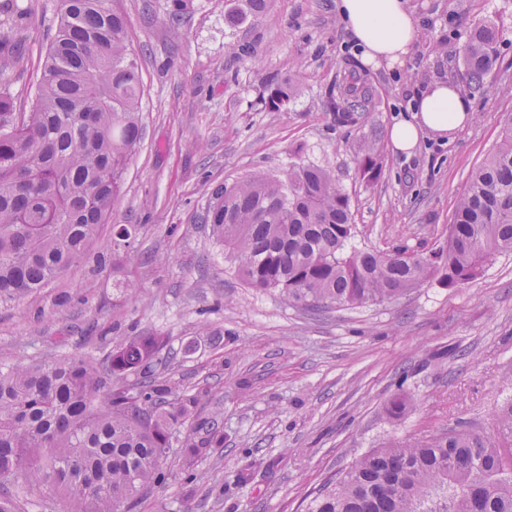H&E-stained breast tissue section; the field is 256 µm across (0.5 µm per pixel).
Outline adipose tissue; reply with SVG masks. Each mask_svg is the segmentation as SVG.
I'll list each match as a JSON object with an SVG mask.
<instances>
[{"label":"adipose tissue","mask_w":512,"mask_h":512,"mask_svg":"<svg viewBox=\"0 0 512 512\" xmlns=\"http://www.w3.org/2000/svg\"><path fill=\"white\" fill-rule=\"evenodd\" d=\"M338 11L367 65L401 66L418 35V21L408 0H336ZM472 105L460 86L436 77L412 92V114L394 123L389 139L395 151L411 153L426 134L442 136L466 126Z\"/></svg>","instance_id":"adipose-tissue-1"}]
</instances>
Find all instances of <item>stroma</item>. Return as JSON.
Masks as SVG:
<instances>
[{
  "instance_id": "1",
  "label": "stroma",
  "mask_w": 512,
  "mask_h": 512,
  "mask_svg": "<svg viewBox=\"0 0 512 512\" xmlns=\"http://www.w3.org/2000/svg\"><path fill=\"white\" fill-rule=\"evenodd\" d=\"M28 14L8 37L25 48L12 93L25 108L57 25L58 0H17ZM420 32L404 67L367 69L375 104L354 126L323 105L327 83L362 50L336 0H270L268 14L232 24L224 0H193L171 22V0H116L144 86L143 137L112 212L134 225V253L96 278L82 268L40 294L0 307V363L73 354L104 360L128 336L164 337L180 353L168 383L200 400L185 428L224 445L202 449L193 476L173 441L161 484L133 512H308L316 491L370 449L467 422L491 430L512 400V256L476 280H438L382 304L313 311L277 290L250 288L209 234L215 192L256 172L282 174L295 150L331 171L351 198L355 245L428 255L444 246L472 172L512 117V0H409ZM500 27L483 83L456 51L484 19ZM457 80L472 120L446 137L393 151L388 130L412 88ZM292 80L287 111L260 99ZM373 148L376 179L357 158ZM71 295L64 308L57 294ZM407 399L395 416L390 404Z\"/></svg>"
}]
</instances>
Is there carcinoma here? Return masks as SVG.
Masks as SVG:
<instances>
[{
  "instance_id": "cac0c4a2",
  "label": "carcinoma",
  "mask_w": 512,
  "mask_h": 512,
  "mask_svg": "<svg viewBox=\"0 0 512 512\" xmlns=\"http://www.w3.org/2000/svg\"><path fill=\"white\" fill-rule=\"evenodd\" d=\"M247 0L227 19L264 16ZM498 26L480 23L458 51L480 84ZM22 62L0 42V306L36 294L71 267L96 277L134 248L135 229L109 241L129 160L142 139L144 93L126 17L114 0H60L56 34L24 120L11 87ZM295 88L276 83L264 107L288 109ZM367 79L345 62L324 90L326 111L353 126L370 111ZM281 176L255 173L216 191L206 224L239 263L246 283L277 289L310 308L380 304L438 277L449 287L478 278L512 254V118L472 174L448 243L407 257L350 246V199L322 166L300 158ZM175 354L161 336H131L108 356L44 358L0 368V512L67 500L74 512H132L163 478L166 450L197 396L163 380ZM139 375L141 380L127 381ZM512 401L495 428L467 424L409 442L391 440L324 484L310 512H512Z\"/></svg>"
}]
</instances>
